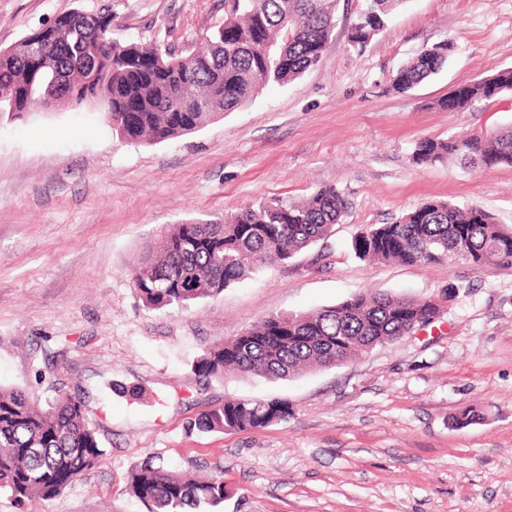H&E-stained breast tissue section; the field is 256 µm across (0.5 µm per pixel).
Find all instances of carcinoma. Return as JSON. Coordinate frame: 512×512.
<instances>
[{"label":"carcinoma","instance_id":"obj_1","mask_svg":"<svg viewBox=\"0 0 512 512\" xmlns=\"http://www.w3.org/2000/svg\"><path fill=\"white\" fill-rule=\"evenodd\" d=\"M228 2L232 10L224 25L204 49L186 55L112 41L105 13L64 14L42 34L33 30L17 45L0 49V110L21 118L64 94L70 106H97L118 137L161 143L203 129L271 83L299 78L319 62L334 28L337 0ZM399 2L367 0L355 25V45L366 48ZM450 51L441 45L423 50L398 69L394 89L406 92L437 74ZM444 159L473 169L512 167V131L416 143V163ZM345 209L336 187L325 186L304 202L274 199L219 221L176 224L156 254L133 271V287L155 310L216 297L259 266L286 263L329 237ZM352 249L364 261L512 263V229L501 228L479 208L430 200L390 224L363 228ZM434 308L429 298L359 292L314 312L271 315L207 348L196 371L206 379L236 372L286 380L399 339L416 316L428 325ZM290 413L285 401L230 399L200 413L194 426L258 430ZM102 455L81 400L60 395L42 406L20 389L0 388V491L20 503L51 499ZM130 489L148 512H207L225 495L220 474L194 477L151 461L134 470Z\"/></svg>","mask_w":512,"mask_h":512}]
</instances>
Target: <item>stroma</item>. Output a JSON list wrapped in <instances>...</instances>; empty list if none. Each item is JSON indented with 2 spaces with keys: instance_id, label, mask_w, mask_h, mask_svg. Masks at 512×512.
<instances>
[{
  "instance_id": "35a3bbf8",
  "label": "stroma",
  "mask_w": 512,
  "mask_h": 512,
  "mask_svg": "<svg viewBox=\"0 0 512 512\" xmlns=\"http://www.w3.org/2000/svg\"><path fill=\"white\" fill-rule=\"evenodd\" d=\"M364 0H339L319 62L270 84L205 128L162 143L113 135L94 107L0 118V386L39 403L84 398L103 449L61 495L0 512H146L128 483L145 459L222 473L211 512H512V264L358 259L351 241L435 199L512 228V168L418 164L424 137L512 128V93L457 112L453 86L512 68V0H400L366 50L350 36ZM112 18L111 37L187 53L223 25L224 0H0V48L56 17ZM442 71L399 92L395 72L426 47ZM325 185L347 202L330 237L214 298L152 310L129 271L170 225L217 219ZM456 295L428 328L342 365L270 381L198 375L209 345L273 314L361 291ZM286 401L265 428L199 432L225 400ZM480 421L454 422L465 409Z\"/></svg>"
}]
</instances>
